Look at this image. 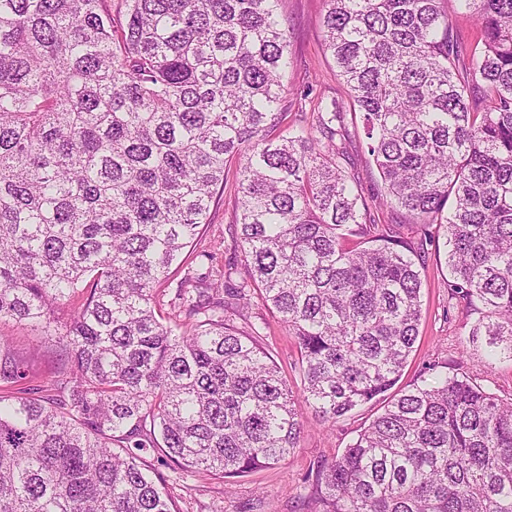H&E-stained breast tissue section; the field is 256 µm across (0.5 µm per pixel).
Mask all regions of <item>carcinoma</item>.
I'll use <instances>...</instances> for the list:
<instances>
[{"label":"carcinoma","instance_id":"obj_1","mask_svg":"<svg viewBox=\"0 0 512 512\" xmlns=\"http://www.w3.org/2000/svg\"><path fill=\"white\" fill-rule=\"evenodd\" d=\"M280 0H0V319L54 327L53 393L0 343V512H172L146 468L243 476L305 421L239 306L206 273L158 290L237 163L238 300L295 337L300 391L333 423L393 388L414 351L422 280L367 221L340 165L362 114L383 190L445 228L451 295L512 361V0H325L326 50L351 104L282 130ZM77 302L60 324L55 309ZM311 512H512V401L437 374L406 385L317 467ZM446 9L450 18L453 20L454 25L464 35L468 51L474 48L477 42V30L473 27L472 22L469 18L464 15L456 14L457 2L455 0H447Z\"/></svg>","mask_w":512,"mask_h":512}]
</instances>
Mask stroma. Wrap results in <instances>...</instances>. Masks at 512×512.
<instances>
[{"mask_svg":"<svg viewBox=\"0 0 512 512\" xmlns=\"http://www.w3.org/2000/svg\"><path fill=\"white\" fill-rule=\"evenodd\" d=\"M324 0H283L288 27L291 64L285 84L288 98L287 126L310 128L317 123L320 100H347V89L326 51L321 18ZM344 134V166L371 198L380 187L377 171L368 163L367 139L361 114H347ZM236 180L227 176L195 249L189 250L178 277L218 269L240 261L228 242L235 229ZM372 223L392 227L404 240L422 244L424 254L417 261L423 282V319L415 350L405 367L401 384L430 379L431 365L445 367L448 374L466 375L469 381L500 399H512V361L487 364L483 337L472 336L479 313L448 290L446 238L436 224H413L397 209L375 204L369 207ZM244 313L249 321L262 324V342L292 388H300L295 341L278 315L259 296H252ZM0 336L11 349L28 359V369L38 383L48 382L58 363L54 346L44 343L41 333L5 319ZM388 395H381L357 407L331 424L316 421L310 407H303L305 428L297 447L281 463L239 478L211 474L184 477L167 465L161 455L148 463L172 498L176 512H307L312 488L307 477L312 468L342 454L381 408Z\"/></svg>","mask_w":512,"mask_h":512,"instance_id":"1","label":"stroma"}]
</instances>
